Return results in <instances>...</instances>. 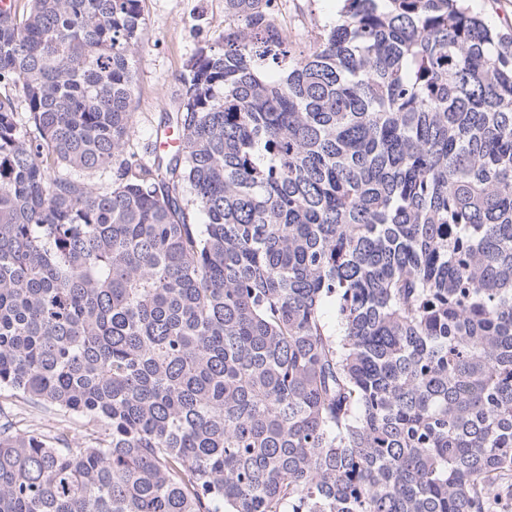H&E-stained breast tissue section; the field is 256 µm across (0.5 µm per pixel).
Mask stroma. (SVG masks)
Listing matches in <instances>:
<instances>
[{
    "label": "stroma",
    "mask_w": 512,
    "mask_h": 512,
    "mask_svg": "<svg viewBox=\"0 0 512 512\" xmlns=\"http://www.w3.org/2000/svg\"><path fill=\"white\" fill-rule=\"evenodd\" d=\"M340 8L341 0H283L278 23L301 45L311 30L335 24ZM144 14V49L131 103L130 147L140 153L153 148L162 116L172 111L187 61L199 47L223 40L224 0H145Z\"/></svg>",
    "instance_id": "obj_1"
}]
</instances>
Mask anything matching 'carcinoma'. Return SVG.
Wrapping results in <instances>:
<instances>
[{"label":"carcinoma","instance_id":"obj_1","mask_svg":"<svg viewBox=\"0 0 512 512\" xmlns=\"http://www.w3.org/2000/svg\"><path fill=\"white\" fill-rule=\"evenodd\" d=\"M143 3L0 7V512H512V35L224 0L144 160ZM280 3L279 26L290 33L298 47L304 46L311 30L334 25L342 5L340 0H281ZM19 407L23 410H16L17 416L15 417L16 428L23 429L30 421L40 422L43 425L52 426L56 424V415L54 413L43 412L39 408L30 407L22 402L18 403ZM35 422V423H36Z\"/></svg>","mask_w":512,"mask_h":512}]
</instances>
